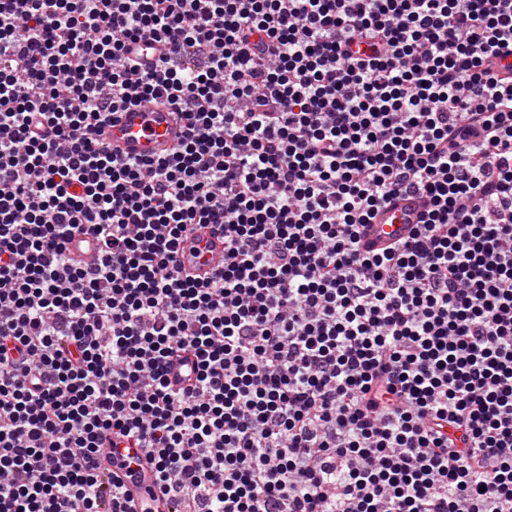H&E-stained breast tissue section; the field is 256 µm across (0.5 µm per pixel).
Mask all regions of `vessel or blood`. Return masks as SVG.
<instances>
[{"instance_id": "1", "label": "vessel or blood", "mask_w": 512, "mask_h": 512, "mask_svg": "<svg viewBox=\"0 0 512 512\" xmlns=\"http://www.w3.org/2000/svg\"><path fill=\"white\" fill-rule=\"evenodd\" d=\"M184 121L180 114L162 102L145 103L122 110L110 116L95 130L97 139L107 142L113 153L128 158H164L171 154L182 140ZM427 208L424 196L403 195L380 209L373 223L364 229L361 241L368 250L389 246L409 236ZM188 242H201L204 254L186 270L194 276L207 277L224 266V235L210 224L194 225L187 235ZM194 375V358L181 354L168 368L172 385H187ZM100 472L118 480L127 490L134 504L151 507L152 512H165L167 504L153 482V464L143 449H122L113 456L109 441H102L96 458Z\"/></svg>"}]
</instances>
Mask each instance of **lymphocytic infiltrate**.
I'll list each match as a JSON object with an SVG mask.
<instances>
[{
	"mask_svg": "<svg viewBox=\"0 0 512 512\" xmlns=\"http://www.w3.org/2000/svg\"><path fill=\"white\" fill-rule=\"evenodd\" d=\"M511 49L512 0H0V512H128L107 435L172 512H512ZM159 98L169 157L94 138ZM426 209L427 199L422 195L409 193L399 197L382 207L373 224L365 227L362 246L377 250L409 236ZM186 246L201 240L204 254L195 263L189 264L182 258L186 271L193 276L207 277L224 267V233L212 224H194L186 236ZM194 357L183 353L175 358L168 368V378L174 386H185L194 376ZM121 458H112V448L108 438H103L101 442V450L96 457L98 470L116 480H118L127 490L128 498L133 500L135 505L133 508L136 512H142L140 504L143 505V510L148 505L151 510H159L154 512H161L167 510L166 500L162 499L152 482L153 462L147 458L146 453L142 448H119ZM126 456L134 458L138 461V465H133L137 468L138 479L133 481L129 478L126 469L122 467V459Z\"/></svg>",
	"mask_w": 512,
	"mask_h": 512,
	"instance_id": "1",
	"label": "lymphocytic infiltrate"
}]
</instances>
